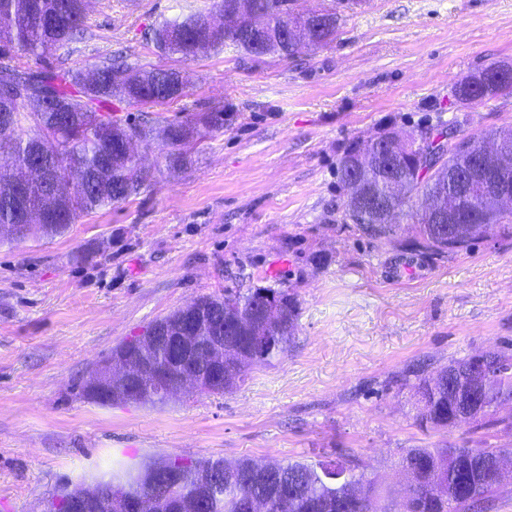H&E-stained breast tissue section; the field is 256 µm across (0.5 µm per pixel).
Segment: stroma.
I'll list each match as a JSON object with an SVG mask.
<instances>
[{"label": "stroma", "mask_w": 512, "mask_h": 512, "mask_svg": "<svg viewBox=\"0 0 512 512\" xmlns=\"http://www.w3.org/2000/svg\"><path fill=\"white\" fill-rule=\"evenodd\" d=\"M336 9L328 45L283 61L227 46L185 60L148 31L216 0H89L77 44L23 57L31 68L89 69L114 54L181 72L163 113L197 120L186 165L139 143L151 185L61 236L0 246V512H43L63 485L147 459L257 462L342 456L391 504L405 495L401 451L451 443L512 449V430H426L412 374L512 342V237L470 250L391 239L344 222L336 167L354 144L395 129L453 126L456 137L512 129V95L462 103L458 85L512 65V0H298ZM284 288L296 334L270 366L221 395L101 405L89 371L150 323L225 290Z\"/></svg>", "instance_id": "stroma-1"}]
</instances>
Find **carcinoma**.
<instances>
[{
    "label": "carcinoma",
    "mask_w": 512,
    "mask_h": 512,
    "mask_svg": "<svg viewBox=\"0 0 512 512\" xmlns=\"http://www.w3.org/2000/svg\"><path fill=\"white\" fill-rule=\"evenodd\" d=\"M86 0H0V87L11 95L0 94V245L27 238L55 237L65 234L70 225L88 214L138 195L147 175L134 156L122 145L129 139L144 142L159 139L168 148L169 168L187 163V145L195 126L188 121L170 119L161 113H142L140 118L120 119L112 115V101L153 108L168 105L184 94V84L176 72L158 66H141L124 58H112L90 72L57 70L45 67L34 71L17 60L14 53L45 56L76 42L88 30ZM296 0H218L219 12L234 13L230 31L214 26L210 14L194 11L164 19L154 28L150 41L164 55L178 54L191 59L207 51L221 50L231 43L252 54L256 35L249 28V12H266L274 25L265 33L268 54L298 56L305 46L285 43L279 24L285 17H300ZM331 17L315 34L313 46L331 42L338 29L339 16L334 9L324 10ZM509 78L497 85L483 83L481 73L470 75L457 88L458 97L468 103L512 93V66L500 65ZM503 150L496 164L501 183L512 187V130L494 134ZM484 139L472 136L448 148V157L437 156L432 171L421 165L415 152H401L400 188L388 196L393 209L405 216L412 229L435 251L458 253L483 237L491 228L512 229V212L504 213L485 201L481 188L458 204V219L452 224L450 238H437L438 225L430 215L414 208L413 198L422 195L438 199L448 194L446 178L468 157L480 151ZM371 141L356 144L339 163L337 176L345 194H350L349 177L353 162L370 149ZM344 220L366 227L372 235L389 239L395 225L375 212L352 210L351 198L345 200ZM273 294L280 304L275 324L262 317L261 293ZM202 304L210 316V325L199 333L205 343L216 332L224 334V385L207 383L195 388L198 394H222L242 380L244 370H234L241 359L248 365H271L285 354L295 335L299 316L298 300L283 288H254L246 293L224 290V296H207ZM194 315L180 308L163 318L172 334L181 332ZM156 368L174 380L186 367L198 364L203 356L194 351L182 363L166 351L150 353ZM412 384L418 405L417 420L432 428H457L462 424L493 426L504 423L496 418L494 406L512 404V355L488 352L479 357L452 359L434 377L415 376ZM142 404L166 401L163 382L146 378L142 384ZM471 407L469 417L456 420L463 402ZM497 448L453 447L403 449V467L411 469V489L407 499L393 511L382 504L380 492L365 474H357L346 459L294 461L263 466L243 459L224 462L219 482L196 512H244V501L252 497L266 499V512H492L497 508L500 483L478 481L470 477L456 488L448 502L433 497L436 485L448 476L474 472L475 467L490 469ZM211 459L168 457L134 470L121 467L113 480L100 482L108 491L122 488L130 497L158 498L156 483L162 471L183 468L193 478L180 485L175 495L191 499L196 493V476L205 472Z\"/></svg>",
    "instance_id": "cac0c4a2"
}]
</instances>
